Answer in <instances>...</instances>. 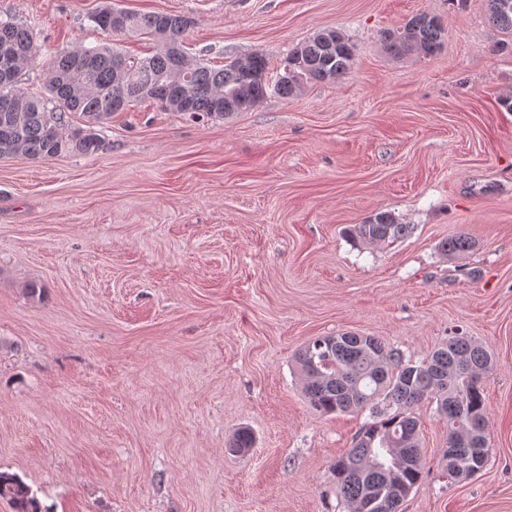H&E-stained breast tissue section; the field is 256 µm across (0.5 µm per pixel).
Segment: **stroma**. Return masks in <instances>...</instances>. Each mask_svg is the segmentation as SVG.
Masks as SVG:
<instances>
[{"label": "stroma", "mask_w": 512, "mask_h": 512, "mask_svg": "<svg viewBox=\"0 0 512 512\" xmlns=\"http://www.w3.org/2000/svg\"><path fill=\"white\" fill-rule=\"evenodd\" d=\"M114 2L193 17L186 50L216 66L260 51L278 69L330 27L355 63L221 119L114 113L95 155L0 157V470L51 512H348L329 467L370 412L314 413L295 353L354 331L418 361L456 329L493 359L488 462L449 479L421 402L400 512H512V53L486 0ZM101 3L0 0L38 34L22 90L109 40L87 19ZM423 12L442 51L392 59L382 31ZM380 211L411 234L346 236ZM459 231L478 246L451 260ZM242 426L255 443L230 453Z\"/></svg>", "instance_id": "stroma-1"}]
</instances>
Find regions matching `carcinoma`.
Segmentation results:
<instances>
[{
    "label": "carcinoma",
    "instance_id": "1",
    "mask_svg": "<svg viewBox=\"0 0 512 512\" xmlns=\"http://www.w3.org/2000/svg\"><path fill=\"white\" fill-rule=\"evenodd\" d=\"M492 23L512 34V6L487 0ZM113 36L147 35L157 43L150 56L128 55L110 44L81 43L56 55L46 68L43 91L31 95L17 85L22 70L36 56L34 27L0 19V156L49 160L62 154L92 155L106 148L104 125L114 112L149 102L167 112H192L222 118L247 111L267 97L295 96L309 84L331 83L352 69L356 49L335 28H324L294 45L269 82L268 61L254 51L221 68L192 61L183 50L193 18L182 13H134L110 4L90 16ZM387 54L396 60L433 57L445 42L441 19L428 13L382 32ZM412 232L389 211H380L349 229L352 239L368 245L392 244ZM478 242L460 232L439 244L456 259ZM303 394L317 413L329 415L370 410L372 421L355 435L352 448L331 465L336 492L350 512H388L383 502L408 495L418 485L421 466L420 423L414 406L432 399L447 423L445 471L455 467L481 470L487 462V402L483 378L492 366L488 349L458 333L444 339L425 358L413 361L376 336L343 332L310 340L295 357ZM250 429L242 428L228 448L252 446ZM384 448L399 454L383 469L369 466ZM0 499L13 512H50L20 477L0 473Z\"/></svg>",
    "mask_w": 512,
    "mask_h": 512
}]
</instances>
